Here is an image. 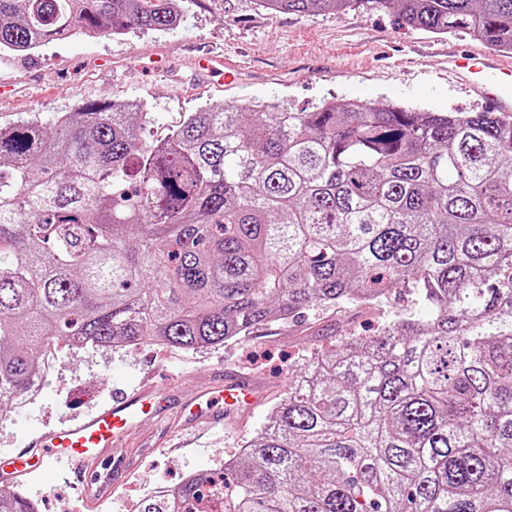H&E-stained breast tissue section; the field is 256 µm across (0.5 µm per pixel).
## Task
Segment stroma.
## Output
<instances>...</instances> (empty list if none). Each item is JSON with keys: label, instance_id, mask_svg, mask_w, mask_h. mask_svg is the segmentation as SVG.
<instances>
[{"label": "stroma", "instance_id": "1", "mask_svg": "<svg viewBox=\"0 0 512 512\" xmlns=\"http://www.w3.org/2000/svg\"><path fill=\"white\" fill-rule=\"evenodd\" d=\"M456 46L481 49L465 34L435 35L404 24L393 12L323 11L310 15L272 13L257 0H194L176 29L164 33L90 37L73 31L30 55L0 60V126L30 113L43 122L74 111L84 101L139 100L152 112V138H165L183 115L203 105L245 106L275 102L292 112L324 101H392L420 111L475 112L484 105L448 66ZM218 52L236 62L235 82L190 74L188 62ZM407 295L361 306L322 308L296 322H268L250 336L216 349L184 351L145 345L108 351L80 350L58 357L37 401L0 413V453L20 436L35 433L69 415L70 390L92 382L96 403L117 390L135 389L145 378L159 384L193 385L234 369L256 380L264 392L252 410L224 418L189 435L184 448H150L146 437L157 424L144 421L133 434L135 450L128 480L109 499L89 508L60 477L23 480L37 512H132V505L156 487L172 488L188 471L206 470L238 454L268 409L282 398L288 369L309 348L353 332L375 335L391 311L411 304Z\"/></svg>", "mask_w": 512, "mask_h": 512}]
</instances>
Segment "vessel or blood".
<instances>
[{"label":"vessel or blood","instance_id":"vessel-or-blood-1","mask_svg":"<svg viewBox=\"0 0 512 512\" xmlns=\"http://www.w3.org/2000/svg\"><path fill=\"white\" fill-rule=\"evenodd\" d=\"M448 64L492 111L512 119L511 66L499 56L467 49L449 56ZM258 392L254 379L233 370L193 389L174 382H143L106 407L29 437L21 448L0 456V482L11 483L37 470L63 471L76 493L94 505L126 480V462L133 452L129 433L141 417L154 416L162 425L164 434L156 447L175 449L182 432L202 424L222 425L225 414L253 405Z\"/></svg>","mask_w":512,"mask_h":512}]
</instances>
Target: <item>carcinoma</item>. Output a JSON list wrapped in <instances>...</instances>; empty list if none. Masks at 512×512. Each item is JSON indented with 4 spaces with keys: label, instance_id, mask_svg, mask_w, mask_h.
I'll list each match as a JSON object with an SVG mask.
<instances>
[{
    "label": "carcinoma",
    "instance_id": "carcinoma-1",
    "mask_svg": "<svg viewBox=\"0 0 512 512\" xmlns=\"http://www.w3.org/2000/svg\"><path fill=\"white\" fill-rule=\"evenodd\" d=\"M182 0H0V53L71 29L166 31ZM394 11L512 52V0H258ZM142 102L0 127V407L54 340L221 346L404 289L375 336L311 349L238 457L134 512H512V121L327 101L201 107L147 142ZM0 512H35L0 495Z\"/></svg>",
    "mask_w": 512,
    "mask_h": 512
}]
</instances>
